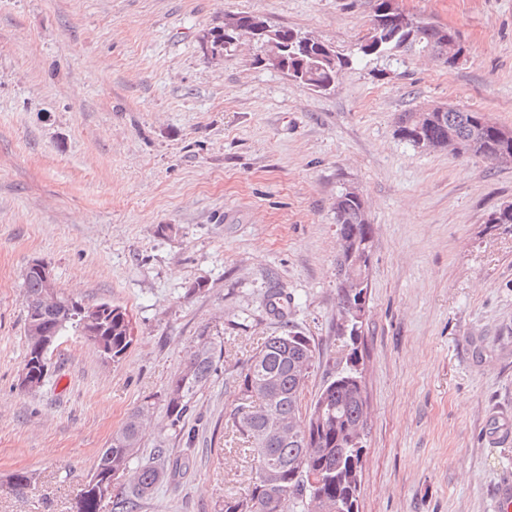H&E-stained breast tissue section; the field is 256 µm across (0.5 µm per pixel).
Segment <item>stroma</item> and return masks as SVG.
<instances>
[{
	"instance_id": "1",
	"label": "stroma",
	"mask_w": 512,
	"mask_h": 512,
	"mask_svg": "<svg viewBox=\"0 0 512 512\" xmlns=\"http://www.w3.org/2000/svg\"><path fill=\"white\" fill-rule=\"evenodd\" d=\"M371 0H0V512H73L100 452L164 398L201 332L213 380L169 435L177 468L137 512H221L253 471L233 440L237 376L282 322L310 336V406L344 364L334 202L356 186L373 226L358 340L368 435L359 512H497L512 485V164L416 148L398 113L451 104L512 128V0H401L455 28L465 60L349 65L315 92L200 39L263 15L353 50ZM126 309L117 362L67 331L34 392L23 274ZM288 299L287 317L268 297ZM32 473L18 495L3 482Z\"/></svg>"
}]
</instances>
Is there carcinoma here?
I'll use <instances>...</instances> for the list:
<instances>
[{
    "label": "carcinoma",
    "mask_w": 512,
    "mask_h": 512,
    "mask_svg": "<svg viewBox=\"0 0 512 512\" xmlns=\"http://www.w3.org/2000/svg\"><path fill=\"white\" fill-rule=\"evenodd\" d=\"M384 0H373L372 23L358 47L357 59L378 60L385 56H402L410 52H427L436 56L447 53V43L460 38L458 31L415 18V24L395 23L383 13ZM288 42V65L301 70L296 81L314 88V84L334 85L340 72L350 65L341 53L330 63L322 55L321 41L315 40L307 50L298 48L293 36L300 32L288 26L276 27ZM399 137L412 146L422 136L443 146L456 141L459 155L490 158L512 156V139L501 138L500 130L482 122V113L455 105H446L442 116L420 127L416 113L402 112L396 120ZM336 227L344 248L336 263L337 307L349 311L357 302L345 284L368 283V267L373 247V229L368 223L361 202L336 196ZM25 328L33 321L61 338L72 328L91 342L104 357L120 360L131 348L134 336L126 310L110 303H100V316L95 327L84 326V305L66 297L45 307L42 302L43 284L40 275L26 269ZM362 323L350 319L339 330L345 346L350 348L346 366L328 381L308 412L302 411V395L312 367L315 347L310 337L286 329L265 338L259 352L260 360H250L238 374L240 400L259 404L264 410L251 416L235 409L232 428L246 444L255 466V477L243 493L224 501V512H352L359 496L362 468L361 451L366 440L351 436L354 429L367 428L365 397L361 392L363 371L354 356L361 336ZM216 339L203 331L189 347L184 368L172 380L166 399L170 427L182 431L186 418L194 409L195 397L212 380L216 371ZM47 354L41 352L40 339L26 335L24 367L35 387H40L47 374ZM152 405L136 408L123 427L112 436L91 475L93 482L85 485L75 504V512H99L102 497L99 486L111 489L112 512H134L136 498L149 494L163 480L171 465L166 439H156L152 458L138 460V449ZM280 422H287L295 435L278 438L268 434ZM135 470L131 494L125 495L112 485V474Z\"/></svg>",
    "instance_id": "carcinoma-1"
}]
</instances>
